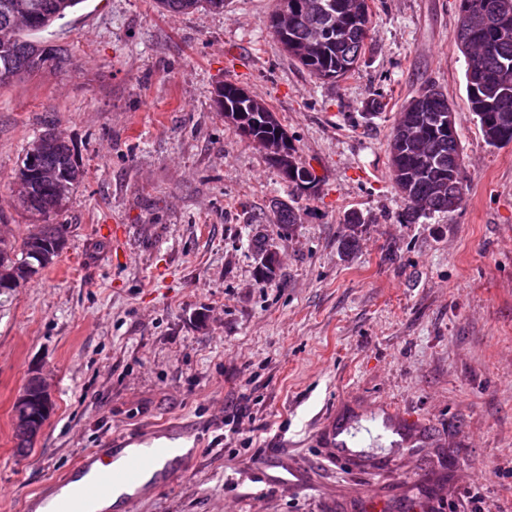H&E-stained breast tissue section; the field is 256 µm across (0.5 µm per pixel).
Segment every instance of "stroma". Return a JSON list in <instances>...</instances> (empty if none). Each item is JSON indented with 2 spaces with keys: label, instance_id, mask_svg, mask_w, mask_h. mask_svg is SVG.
Segmentation results:
<instances>
[{
  "label": "stroma",
  "instance_id": "35a3bbf8",
  "mask_svg": "<svg viewBox=\"0 0 512 512\" xmlns=\"http://www.w3.org/2000/svg\"><path fill=\"white\" fill-rule=\"evenodd\" d=\"M273 6L83 0L45 34L71 65L0 87V225L27 231L12 177L45 121L85 174L56 218L65 249L0 307V512L87 449L181 433L195 458L137 512H512V143L488 146L469 110L458 0H372L368 48L336 82L271 37ZM222 81L265 101L322 179L290 233L246 221L288 186L216 112ZM431 81L456 112L465 202L407 224L390 134ZM257 232L279 258L267 284ZM35 369L53 411L22 455L13 404ZM379 403L422 420L423 441L393 446ZM338 412L380 472L327 461L315 431ZM158 6L169 13L187 14L199 7L213 11H223L224 0H157ZM345 224H348L349 233L342 237L340 245L343 251L349 253L357 248L359 241L358 228L361 227L362 224H366V219L363 213L352 211L345 219Z\"/></svg>",
  "mask_w": 512,
  "mask_h": 512
}]
</instances>
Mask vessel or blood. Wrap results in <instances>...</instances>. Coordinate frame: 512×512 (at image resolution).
Returning <instances> with one entry per match:
<instances>
[{
    "mask_svg": "<svg viewBox=\"0 0 512 512\" xmlns=\"http://www.w3.org/2000/svg\"><path fill=\"white\" fill-rule=\"evenodd\" d=\"M344 420L322 428L320 437L327 447V460L340 468L372 470V462L359 456L347 438ZM183 449L153 442L125 450L94 448L85 453L73 472L49 482L42 492L26 502L25 512H87L88 507L104 502L113 491H122L121 512H135V507L152 490L170 482L184 458Z\"/></svg>",
    "mask_w": 512,
    "mask_h": 512,
    "instance_id": "1",
    "label": "vessel or blood"
}]
</instances>
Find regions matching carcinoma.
I'll use <instances>...</instances> for the list:
<instances>
[{"mask_svg":"<svg viewBox=\"0 0 512 512\" xmlns=\"http://www.w3.org/2000/svg\"><path fill=\"white\" fill-rule=\"evenodd\" d=\"M81 2L0 0V85L71 64L65 49L35 36L64 19ZM157 4L174 14L200 7L224 10V0H157ZM505 16L512 23V0H459L456 42L469 59L465 71L469 111L475 115L486 144L493 147L512 143V88L507 94L496 91L504 82L512 85V40L501 42L493 35ZM371 25L370 0H275L266 19V28L283 51L322 82L355 73ZM236 89L232 82L216 86L214 101L220 116L227 111L239 114L230 124L241 137L262 142L268 161L279 170L293 195L315 194L321 179L300 161L275 112L257 98L237 96ZM451 111L443 92L428 84L402 106L393 128L389 172L405 204L402 217L409 224L427 213L451 214L464 204L458 133L435 122ZM83 179L84 172L61 132L48 127L31 141L15 170V182L26 184L16 201L34 223L21 238L0 242V306L16 291L13 278L33 281L65 248L71 225L54 220ZM269 221L287 230L300 222V211L276 203L271 215L257 216L252 223ZM345 223L349 233L340 245L349 253L357 248L358 228L366 219L363 213L353 211ZM251 244L259 256V280L268 283L276 273V268L266 263L272 250L259 233L253 235ZM24 391L31 400L22 408L13 407L19 453L32 449L52 410L51 399L40 395L36 376L28 379Z\"/></svg>","mask_w":512,"mask_h":512,"instance_id":"cac0c4a2","label":"carcinoma"}]
</instances>
